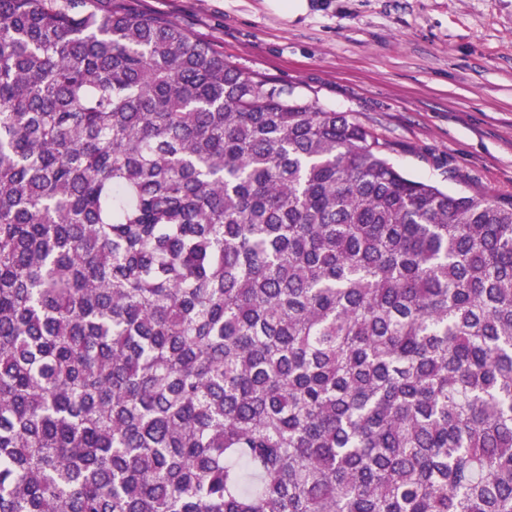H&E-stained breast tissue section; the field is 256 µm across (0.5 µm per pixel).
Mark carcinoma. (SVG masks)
Returning <instances> with one entry per match:
<instances>
[{
  "mask_svg": "<svg viewBox=\"0 0 512 512\" xmlns=\"http://www.w3.org/2000/svg\"><path fill=\"white\" fill-rule=\"evenodd\" d=\"M163 14L0 0V512H512V198Z\"/></svg>",
  "mask_w": 512,
  "mask_h": 512,
  "instance_id": "1",
  "label": "carcinoma"
}]
</instances>
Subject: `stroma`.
Wrapping results in <instances>:
<instances>
[{
	"label": "stroma",
	"instance_id": "obj_1",
	"mask_svg": "<svg viewBox=\"0 0 512 512\" xmlns=\"http://www.w3.org/2000/svg\"><path fill=\"white\" fill-rule=\"evenodd\" d=\"M347 112L407 176L512 197V0H124Z\"/></svg>",
	"mask_w": 512,
	"mask_h": 512
}]
</instances>
